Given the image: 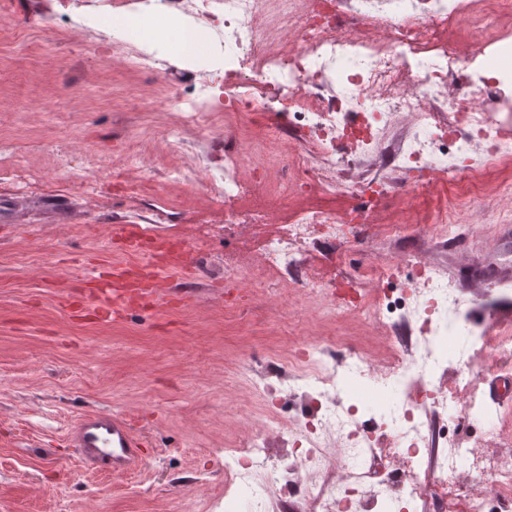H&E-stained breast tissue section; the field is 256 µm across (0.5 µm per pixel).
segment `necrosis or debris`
I'll list each match as a JSON object with an SVG mask.
<instances>
[{
  "instance_id": "4bbe7bcc",
  "label": "necrosis or debris",
  "mask_w": 512,
  "mask_h": 512,
  "mask_svg": "<svg viewBox=\"0 0 512 512\" xmlns=\"http://www.w3.org/2000/svg\"><path fill=\"white\" fill-rule=\"evenodd\" d=\"M101 15L183 17L184 46L203 81L176 95L132 88L131 99L166 116L165 142L129 136L118 162L70 154L53 171L93 205L104 201L96 169L111 167L128 196L145 189L144 172L163 167L171 182L224 203L219 230L230 248L221 260L235 288L266 291L286 283L326 321L347 315L397 328L416 326V339L373 353L349 351L341 378L321 354L331 338L302 339L277 353L288 395L317 403L316 422H287L273 390L260 393L262 419L247 439H230L224 467V512H277L298 498L301 512H512V450L463 444L458 432L473 418L494 429L497 410L463 397L477 375L478 353L493 350L512 370V332L479 327L454 281L416 253L410 280L394 265L369 266L370 289L339 296L306 262L318 246L366 248L382 235L419 233L447 245L462 235L450 214L472 205L487 175L500 174L496 196L512 200V0H97ZM236 64L214 67L219 51ZM177 53L143 52L138 39H113L104 63L122 61L135 74H159ZM227 140L223 160L189 151L191 141ZM258 140L267 160L287 175L275 196H259L256 178L240 175L237 147ZM465 179L468 196L448 187ZM322 187L329 192L428 188L440 205L403 222L374 226L371 214L327 207L298 212L275 225V197ZM440 454H431V447ZM397 475L386 472L387 465ZM494 475L483 490L473 471ZM345 480H337V471Z\"/></svg>"
}]
</instances>
